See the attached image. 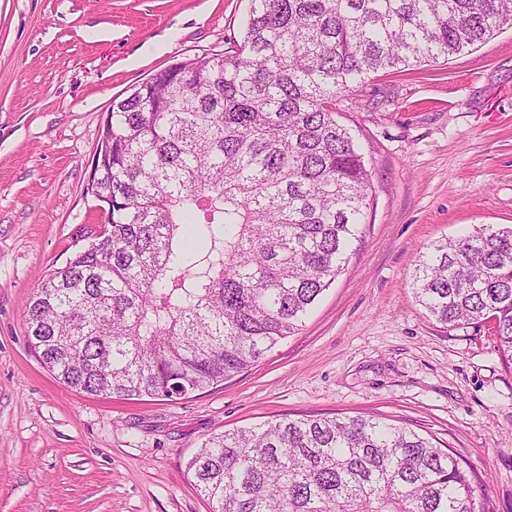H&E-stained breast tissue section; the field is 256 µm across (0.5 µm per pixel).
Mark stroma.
Returning a JSON list of instances; mask_svg holds the SVG:
<instances>
[{
    "label": "stroma",
    "instance_id": "obj_1",
    "mask_svg": "<svg viewBox=\"0 0 512 512\" xmlns=\"http://www.w3.org/2000/svg\"><path fill=\"white\" fill-rule=\"evenodd\" d=\"M248 0H0V512H212L187 471L209 439L288 417H376L449 448L485 512H512V362L492 321L418 304L432 243L512 225V28L380 71L337 101L373 193L355 252L301 330L178 399L90 395L29 346L38 287L103 228L86 187L113 98L221 50Z\"/></svg>",
    "mask_w": 512,
    "mask_h": 512
}]
</instances>
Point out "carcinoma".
I'll return each instance as SVG.
<instances>
[{
	"label": "carcinoma",
	"instance_id": "1",
	"mask_svg": "<svg viewBox=\"0 0 512 512\" xmlns=\"http://www.w3.org/2000/svg\"><path fill=\"white\" fill-rule=\"evenodd\" d=\"M512 26V0H249L240 41L112 100L98 242L37 289L29 345L92 395L171 399L257 363L348 260L371 173L336 100ZM415 299L494 320L512 358V227L421 255ZM213 512H476L454 453L402 426L307 416L215 436L189 460Z\"/></svg>",
	"mask_w": 512,
	"mask_h": 512
}]
</instances>
